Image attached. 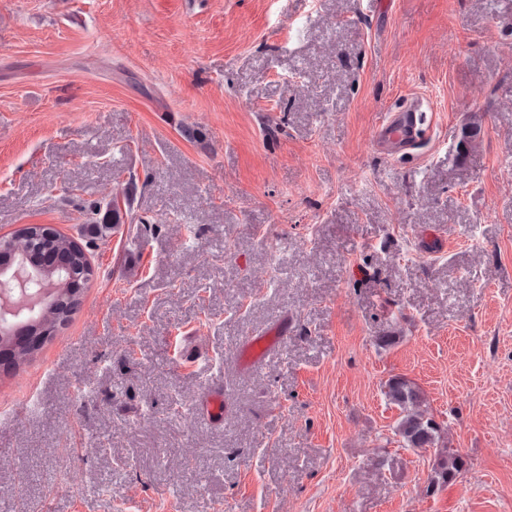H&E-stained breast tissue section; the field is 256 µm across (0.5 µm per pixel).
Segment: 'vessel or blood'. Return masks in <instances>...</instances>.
<instances>
[{
    "label": "vessel or blood",
    "instance_id": "vessel-or-blood-1",
    "mask_svg": "<svg viewBox=\"0 0 512 512\" xmlns=\"http://www.w3.org/2000/svg\"><path fill=\"white\" fill-rule=\"evenodd\" d=\"M425 115L419 101H409L403 108L385 113L374 130L373 145L384 155L395 158L409 154L426 136ZM285 327L249 336L235 347L239 364L247 369L257 367L267 354L287 339ZM202 409L208 418L219 420L225 413L224 392L221 388H209Z\"/></svg>",
    "mask_w": 512,
    "mask_h": 512
}]
</instances>
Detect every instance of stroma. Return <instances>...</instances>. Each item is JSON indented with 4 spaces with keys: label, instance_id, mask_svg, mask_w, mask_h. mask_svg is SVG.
I'll return each instance as SVG.
<instances>
[{
    "label": "stroma",
    "instance_id": "stroma-1",
    "mask_svg": "<svg viewBox=\"0 0 512 512\" xmlns=\"http://www.w3.org/2000/svg\"><path fill=\"white\" fill-rule=\"evenodd\" d=\"M412 95L435 132L392 160ZM123 187L152 227L90 241ZM29 224L95 274L0 366V512H512V0H0V236ZM395 376L467 462L437 492ZM425 113L418 100L411 99L403 108L385 113L373 134V146L387 157L409 154L426 136ZM287 335L288 331L283 325L255 336H248L236 345V359L242 367L253 370L263 362L267 354L288 339ZM202 409L209 419H222L226 409L223 390L219 387L209 388L204 397Z\"/></svg>",
    "mask_w": 512,
    "mask_h": 512
}]
</instances>
